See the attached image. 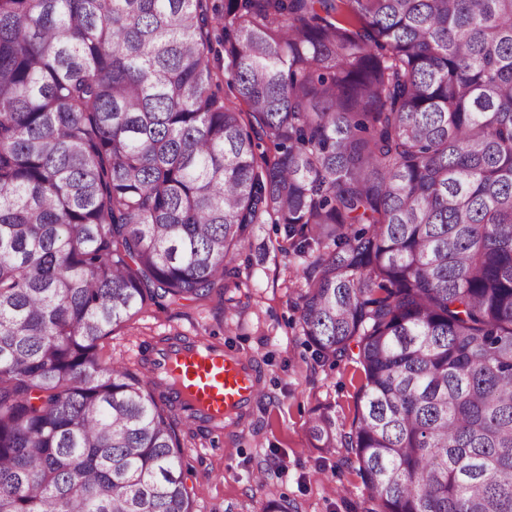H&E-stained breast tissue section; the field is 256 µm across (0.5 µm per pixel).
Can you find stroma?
Segmentation results:
<instances>
[{"instance_id":"35a3bbf8","label":"stroma","mask_w":512,"mask_h":512,"mask_svg":"<svg viewBox=\"0 0 512 512\" xmlns=\"http://www.w3.org/2000/svg\"><path fill=\"white\" fill-rule=\"evenodd\" d=\"M284 232L258 224L236 262L234 287L223 300L185 301L144 308L115 327L105 342L114 358L134 364L163 336L202 334L254 358L261 375L258 399L239 425L184 452V475L195 512H264L285 501L299 512H366L367 491L344 448L313 447L310 423L319 410L348 433L363 383L352 359L319 365L299 325L296 302L306 258L285 252ZM265 470V483L251 480Z\"/></svg>"}]
</instances>
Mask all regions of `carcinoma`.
Masks as SVG:
<instances>
[{"label":"carcinoma","instance_id":"carcinoma-1","mask_svg":"<svg viewBox=\"0 0 512 512\" xmlns=\"http://www.w3.org/2000/svg\"><path fill=\"white\" fill-rule=\"evenodd\" d=\"M256 224L363 372L310 436L367 512H512V0H0V512H193L203 432L104 340Z\"/></svg>","mask_w":512,"mask_h":512}]
</instances>
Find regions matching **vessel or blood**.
<instances>
[{
  "label": "vessel or blood",
  "instance_id": "1",
  "mask_svg": "<svg viewBox=\"0 0 512 512\" xmlns=\"http://www.w3.org/2000/svg\"><path fill=\"white\" fill-rule=\"evenodd\" d=\"M253 361L206 336L166 343L154 351L146 371L160 379L180 414L194 425L219 429L253 405L258 393Z\"/></svg>",
  "mask_w": 512,
  "mask_h": 512
}]
</instances>
